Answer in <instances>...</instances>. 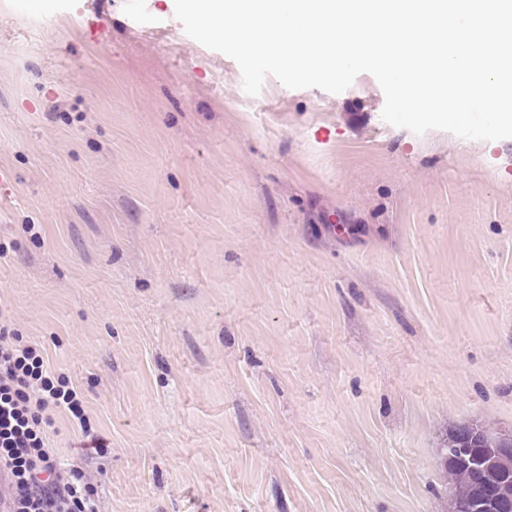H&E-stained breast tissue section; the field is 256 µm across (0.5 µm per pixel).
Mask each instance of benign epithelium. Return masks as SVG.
Returning <instances> with one entry per match:
<instances>
[{
    "label": "benign epithelium",
    "instance_id": "1",
    "mask_svg": "<svg viewBox=\"0 0 512 512\" xmlns=\"http://www.w3.org/2000/svg\"><path fill=\"white\" fill-rule=\"evenodd\" d=\"M441 461L464 469L480 482L468 499L450 495V512H512L511 429L498 432L486 446L480 425L461 424L452 431Z\"/></svg>",
    "mask_w": 512,
    "mask_h": 512
}]
</instances>
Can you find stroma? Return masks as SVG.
<instances>
[{
    "instance_id": "35a3bbf8",
    "label": "stroma",
    "mask_w": 512,
    "mask_h": 512,
    "mask_svg": "<svg viewBox=\"0 0 512 512\" xmlns=\"http://www.w3.org/2000/svg\"><path fill=\"white\" fill-rule=\"evenodd\" d=\"M384 103L248 95L174 0H0V324L99 512H441L449 433L512 429V138Z\"/></svg>"
}]
</instances>
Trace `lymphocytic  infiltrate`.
<instances>
[{"label": "lymphocytic infiltrate", "mask_w": 512, "mask_h": 512, "mask_svg": "<svg viewBox=\"0 0 512 512\" xmlns=\"http://www.w3.org/2000/svg\"><path fill=\"white\" fill-rule=\"evenodd\" d=\"M83 420L80 393L55 374L41 350L0 327V477L9 512H97L96 490L49 448L52 411Z\"/></svg>", "instance_id": "f902f5d3"}]
</instances>
